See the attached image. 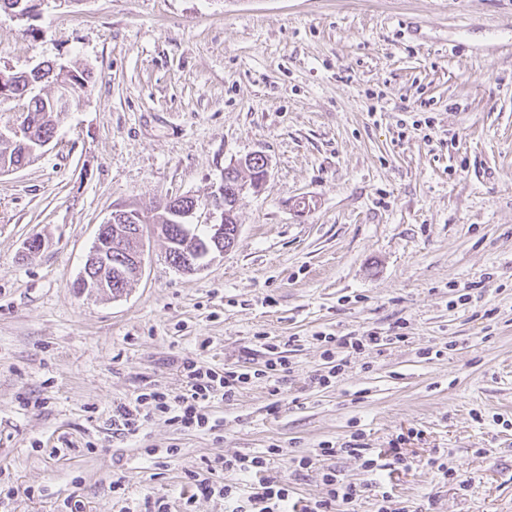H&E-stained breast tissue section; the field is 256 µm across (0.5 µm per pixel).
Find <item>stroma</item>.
Listing matches in <instances>:
<instances>
[{
	"label": "stroma",
	"mask_w": 512,
	"mask_h": 512,
	"mask_svg": "<svg viewBox=\"0 0 512 512\" xmlns=\"http://www.w3.org/2000/svg\"><path fill=\"white\" fill-rule=\"evenodd\" d=\"M474 20L470 53H453ZM512 0H40L0 12V70L41 61L93 83L46 152L0 175V512H224L187 476L281 448L296 497L320 474L362 487L350 512H512V54L487 25ZM269 177L236 203L234 246L186 274L151 238L120 296L75 283L100 224L119 209L206 199L233 160ZM41 237L44 248L27 252ZM332 386L316 336L388 331ZM268 336L290 370L279 397L250 381L214 400L213 430L153 416L137 436L112 409L146 388L183 393L174 358L263 368ZM278 410H271L272 401ZM362 432L399 447L408 471L346 454L301 469L320 442ZM154 456H146V449ZM176 456H167V449ZM453 467L445 481L433 459ZM124 478L125 502L112 494ZM247 168H249L253 174L251 185L254 188H260L264 184L268 176V164H266L265 157L261 154L248 155L244 158L234 161L231 164L229 171L232 172L234 169L240 171V169Z\"/></svg>",
	"instance_id": "stroma-1"
}]
</instances>
